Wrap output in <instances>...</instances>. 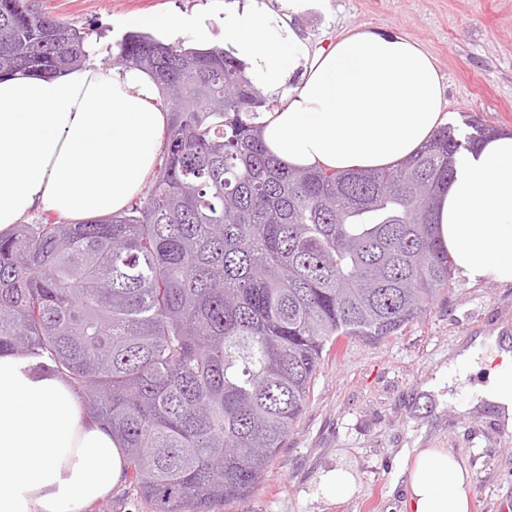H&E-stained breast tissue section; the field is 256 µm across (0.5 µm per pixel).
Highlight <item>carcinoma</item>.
Listing matches in <instances>:
<instances>
[{
  "label": "carcinoma",
  "instance_id": "obj_1",
  "mask_svg": "<svg viewBox=\"0 0 512 512\" xmlns=\"http://www.w3.org/2000/svg\"><path fill=\"white\" fill-rule=\"evenodd\" d=\"M86 44L0 0V76H55ZM113 66L164 97L159 171L119 213L0 235V354L70 382L152 512H213L260 485L335 343L394 336L451 286L433 203L486 129L445 125L393 169L295 168L267 152L272 107L230 52L131 32Z\"/></svg>",
  "mask_w": 512,
  "mask_h": 512
}]
</instances>
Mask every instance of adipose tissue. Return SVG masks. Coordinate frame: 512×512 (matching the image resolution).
<instances>
[{
	"instance_id": "ef3b65f1",
	"label": "adipose tissue",
	"mask_w": 512,
	"mask_h": 512,
	"mask_svg": "<svg viewBox=\"0 0 512 512\" xmlns=\"http://www.w3.org/2000/svg\"><path fill=\"white\" fill-rule=\"evenodd\" d=\"M224 47L254 86L277 96L264 117L270 154L296 168L397 166L445 123L434 58L399 34L353 30L311 50L282 19L246 7ZM168 114L152 79L95 63L51 79H0V234L31 210L82 220L117 213L144 190ZM457 273L512 283V135L462 152L435 214ZM493 348L502 363L477 398L512 426V350L480 336L460 363ZM111 430L70 383L0 355V512H84L122 483ZM408 512H469L472 475L445 448L403 450L394 474Z\"/></svg>"
}]
</instances>
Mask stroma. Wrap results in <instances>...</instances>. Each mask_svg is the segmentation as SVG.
<instances>
[{"instance_id":"obj_1","label":"stroma","mask_w":512,"mask_h":512,"mask_svg":"<svg viewBox=\"0 0 512 512\" xmlns=\"http://www.w3.org/2000/svg\"><path fill=\"white\" fill-rule=\"evenodd\" d=\"M58 20L83 29L109 65L133 17L188 15L205 23L209 46H223L232 0H34ZM312 48L351 29H383L421 44L437 60L448 120L512 130V0H321L294 16ZM512 338V284L452 286L423 318L375 343L333 345L301 420L248 503L216 512H406L392 487L405 448L450 449L471 472L470 512H512V439L472 390L492 368L449 371L479 335ZM344 469L354 491L326 495L324 477Z\"/></svg>"}]
</instances>
